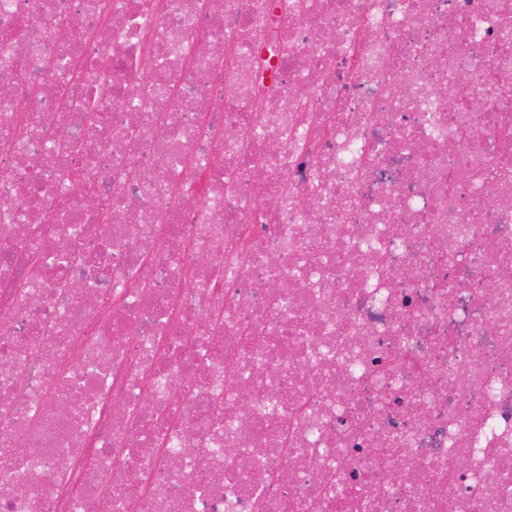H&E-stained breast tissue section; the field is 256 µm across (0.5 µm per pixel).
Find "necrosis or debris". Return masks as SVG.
<instances>
[{"label":"necrosis or debris","mask_w":512,"mask_h":512,"mask_svg":"<svg viewBox=\"0 0 512 512\" xmlns=\"http://www.w3.org/2000/svg\"><path fill=\"white\" fill-rule=\"evenodd\" d=\"M1 87L0 512H512V0H0Z\"/></svg>","instance_id":"1"}]
</instances>
